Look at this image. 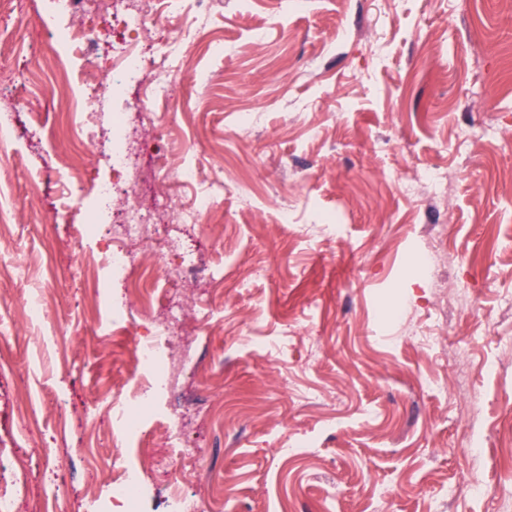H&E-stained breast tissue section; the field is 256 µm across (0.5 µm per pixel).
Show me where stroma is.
<instances>
[{
	"label": "stroma",
	"instance_id": "35a3bbf8",
	"mask_svg": "<svg viewBox=\"0 0 512 512\" xmlns=\"http://www.w3.org/2000/svg\"><path fill=\"white\" fill-rule=\"evenodd\" d=\"M81 15L48 16L39 0L0 8V59L11 88L37 93L47 133L33 138L26 98L0 108L11 131L0 149V487L14 512H90L112 479V455L147 470L139 512H170L179 487L199 512H512V0H223L149 131L161 153L136 157L155 168L160 220L178 221L196 189L173 178L183 167L220 179L224 194L182 231L184 258L224 269V285L191 287L210 309L190 344L197 369L180 382L216 402L193 417L174 395L143 412L138 438L117 445L113 390L136 388L129 363L135 326L112 329L122 279L102 271L98 292L86 267L102 245L78 224L108 227L95 184L132 186L92 143L75 196L60 185L74 152L57 116L82 82H112V49L90 45L67 81H36L30 47L50 57ZM224 43L210 55L209 41ZM144 77L95 112L138 119ZM306 111H297L298 103ZM253 123L241 129L239 115ZM447 169V202L404 192L402 175ZM288 209L290 223L279 221ZM340 224L341 237L315 232ZM436 248L428 275L413 265ZM265 276L253 278L255 268ZM44 315L28 320L32 291ZM431 326L442 347L425 349L412 325ZM292 331L288 354L275 343ZM438 376L433 391L420 379ZM69 400L59 419L56 397ZM184 421V445L164 437ZM484 440L481 457L465 448ZM305 443L307 457L281 456ZM198 461L186 467L185 452ZM168 467L155 470L152 460ZM497 488L474 499L467 481Z\"/></svg>",
	"mask_w": 512,
	"mask_h": 512
}]
</instances>
